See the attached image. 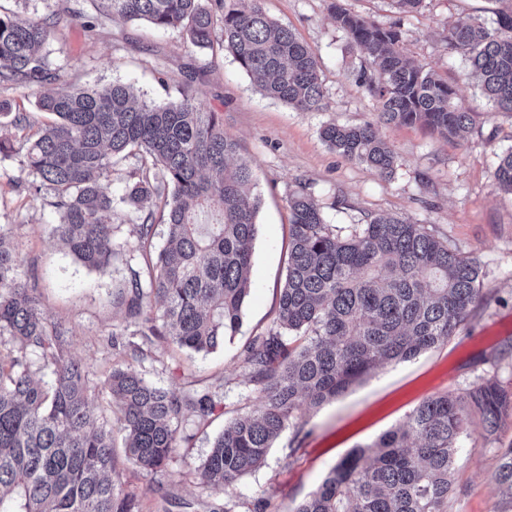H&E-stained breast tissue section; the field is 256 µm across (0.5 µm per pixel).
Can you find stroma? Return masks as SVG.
I'll return each instance as SVG.
<instances>
[{"label":"stroma","mask_w":512,"mask_h":512,"mask_svg":"<svg viewBox=\"0 0 512 512\" xmlns=\"http://www.w3.org/2000/svg\"><path fill=\"white\" fill-rule=\"evenodd\" d=\"M74 0H8V9L40 19L61 13L42 48L58 67L56 91L115 82L133 84L157 101L189 91L203 111L215 112L224 131L238 140L256 174L261 199L251 269V292L239 332L210 353H190L164 342L144 345L136 368L146 381L179 393L210 390L223 400L207 422L186 418L181 441L162 472L144 473L118 463L117 481L134 512H294L352 449L376 441L402 423L421 402L462 393L483 378L512 390V195L495 178L496 156L512 148V114L495 111L481 94L461 56L446 42L449 22L491 23L512 0H425L419 11L399 13L392 0H341L343 7L380 24L400 23L402 44L413 60L448 78L472 124L464 137L444 139L418 126H383L379 132L397 156L393 177L348 162L320 137L328 124L375 121L377 106L359 80L362 55L337 29L331 0H262L266 13L288 26L316 54L329 107L300 112L264 97L224 51L193 46L178 33L119 19L92 25L65 16ZM13 151L0 154V226L9 230L21 269L38 286L49 321L65 324L69 353L85 369L95 413L116 422L101 384L129 351L112 345L110 332L123 326L112 294L127 275L137 240L127 209H114L115 254L106 273L86 269L65 256L52 235L57 216L29 189L19 164L27 142L16 129L5 133ZM307 186L327 223L349 232L378 214L405 216L425 225L450 248L475 258L481 298L447 344L386 365L340 396L297 412L270 448L265 463L238 479L232 490L204 487L199 467L214 437L236 413L255 405L245 385L239 355L249 337L270 326L288 266V195ZM512 443V418L497 439L472 432L461 438L448 512H498L491 481L496 450Z\"/></svg>","instance_id":"stroma-1"}]
</instances>
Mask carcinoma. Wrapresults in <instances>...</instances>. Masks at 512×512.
Instances as JSON below:
<instances>
[{
  "label": "carcinoma",
  "instance_id": "obj_1",
  "mask_svg": "<svg viewBox=\"0 0 512 512\" xmlns=\"http://www.w3.org/2000/svg\"><path fill=\"white\" fill-rule=\"evenodd\" d=\"M93 17L146 21L224 51L266 97L299 112L326 108L314 53L270 18L262 0H87ZM336 26L363 55L360 80L377 102V123L329 124L321 138L347 161L391 178L396 156L377 125H419L446 139L467 131L470 114L455 87L432 67L410 60L396 24L382 26L336 0ZM51 35L45 20L0 5V84L43 88L58 79L40 51ZM448 49L465 57L497 112L512 113V10L492 24L448 27ZM37 107L55 116L28 137L20 160L35 176L30 188L59 217L54 236L90 270L106 272L113 248L112 171L130 158L151 167L125 182L121 202L137 235L128 277L112 294L126 325L113 346L154 336L208 352L235 335L251 292L252 246L260 198L239 142L215 112L195 98L156 102L130 84L41 94ZM512 193V149L494 171ZM151 203L166 211V245L153 253ZM288 272L271 326L239 355L259 404L224 425L200 467L202 483L227 490L259 468L303 405L333 399L387 364L448 342L480 299L477 262L448 247L422 224L376 215L341 235L325 223L319 201L301 187L288 195ZM16 355L0 359V512H133L114 479L112 427L99 421L83 367L68 354L67 330L45 317L37 289L0 226V338ZM52 381H35L28 356ZM124 433V455L141 470H162L178 448L188 415L206 421L211 392L179 394L148 383L128 364L103 382ZM494 439L512 417V391L484 378L462 394L423 401L398 428L349 452L294 512H448L458 442L471 415ZM499 512H512V445L497 449L492 475Z\"/></svg>",
  "mask_w": 512,
  "mask_h": 512
}]
</instances>
